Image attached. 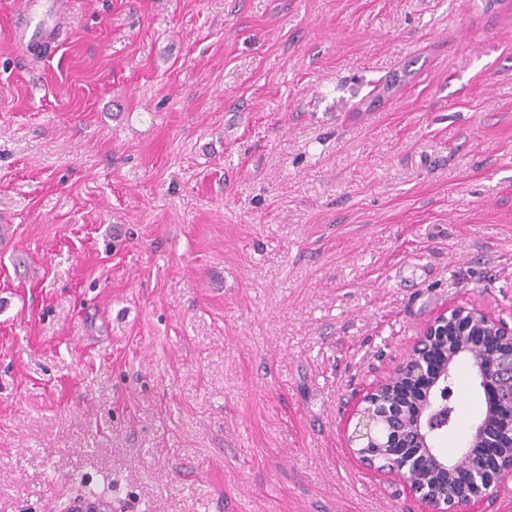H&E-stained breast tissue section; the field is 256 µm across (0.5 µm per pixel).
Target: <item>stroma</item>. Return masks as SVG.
<instances>
[{
	"mask_svg": "<svg viewBox=\"0 0 512 512\" xmlns=\"http://www.w3.org/2000/svg\"><path fill=\"white\" fill-rule=\"evenodd\" d=\"M19 2L0 512H421L349 438L438 314L512 324V0H72L31 61Z\"/></svg>",
	"mask_w": 512,
	"mask_h": 512,
	"instance_id": "1",
	"label": "stroma"
}]
</instances>
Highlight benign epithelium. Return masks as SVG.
<instances>
[{
	"instance_id": "7a95c632",
	"label": "benign epithelium",
	"mask_w": 512,
	"mask_h": 512,
	"mask_svg": "<svg viewBox=\"0 0 512 512\" xmlns=\"http://www.w3.org/2000/svg\"><path fill=\"white\" fill-rule=\"evenodd\" d=\"M487 349L512 377V326L486 311L456 307L436 316L424 329L409 358L363 397L356 412L351 442L361 462L370 463L367 448L377 447L393 460L387 472L401 480L422 512H478L491 487L512 482V380L504 385L483 372L476 354ZM478 371L481 387L490 390L488 412L470 424V439L460 456L473 460L465 468L448 463L437 441L454 424L451 370L457 358ZM394 397L381 407V395ZM490 448L486 459L474 452Z\"/></svg>"
}]
</instances>
